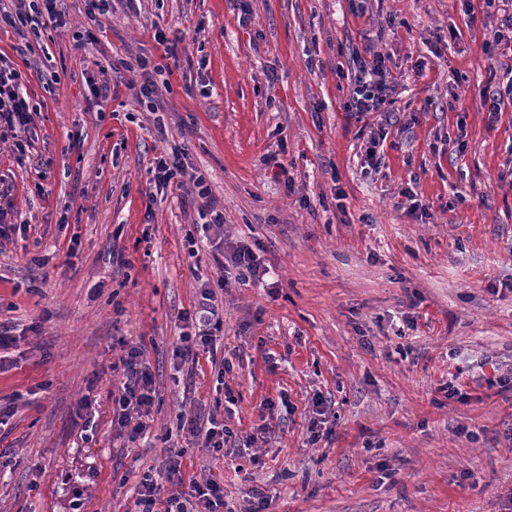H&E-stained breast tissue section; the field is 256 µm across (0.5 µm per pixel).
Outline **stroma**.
Listing matches in <instances>:
<instances>
[{
  "mask_svg": "<svg viewBox=\"0 0 512 512\" xmlns=\"http://www.w3.org/2000/svg\"><path fill=\"white\" fill-rule=\"evenodd\" d=\"M57 10L0 26L34 108L25 154L0 131L23 227L0 239V512H135L173 455L223 512H512V0ZM374 56L391 103L360 117ZM174 148L223 224L156 189ZM240 247L263 280L213 259ZM132 347L155 383L134 448L112 425ZM191 417L223 420L222 451Z\"/></svg>",
  "mask_w": 512,
  "mask_h": 512,
  "instance_id": "1",
  "label": "stroma"
}]
</instances>
